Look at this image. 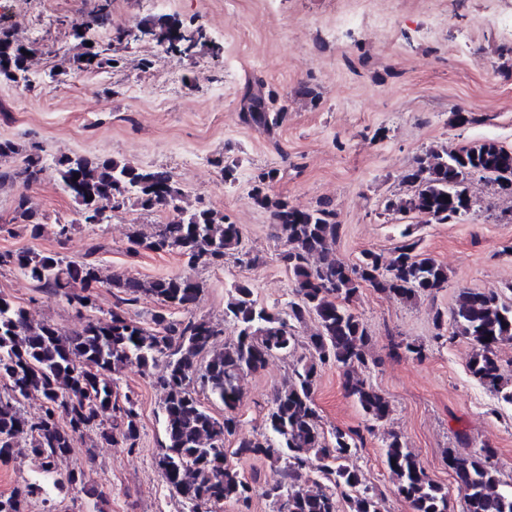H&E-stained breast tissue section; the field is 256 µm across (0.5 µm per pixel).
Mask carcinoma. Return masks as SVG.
I'll list each match as a JSON object with an SVG mask.
<instances>
[{
    "label": "carcinoma",
    "mask_w": 512,
    "mask_h": 512,
    "mask_svg": "<svg viewBox=\"0 0 512 512\" xmlns=\"http://www.w3.org/2000/svg\"><path fill=\"white\" fill-rule=\"evenodd\" d=\"M147 32L156 45L173 53L183 44L195 47L206 38L201 29L186 32L174 21L160 18ZM35 49L16 34L0 29V81L27 88L29 56ZM119 64L114 57L86 51L73 60L75 69L94 64ZM283 119L281 112H249L246 120L270 129ZM45 168L40 157H29L18 172L0 171V187L19 179L23 186L40 179ZM56 174L63 189L79 205L83 223L110 209L131 205L142 211L166 209L168 220L150 237L130 240L133 251L175 250L190 266H219L224 257L241 251L238 225L211 208L189 209L184 192L163 168L143 167L112 158L67 156L58 160ZM480 175L495 192L512 197V149L484 141L454 149H430L417 156L402 182L403 197L386 201L394 214H416L428 222L446 224L467 216L475 206L469 191L472 176ZM276 171L254 177L253 203L271 211L285 249L280 260L292 276L294 299L285 311H273L253 298L245 281L233 285L224 308V321L237 337L212 349L221 331L208 320L190 316L202 284L182 274L144 280L123 272L108 279L88 261H66L55 253L23 249L0 253V267L12 266L75 308L92 304L94 288L107 282L115 298L110 317L90 319L79 330L66 333L47 321H35L9 299L0 296V382L9 387L0 395V459L14 455L19 438L30 437L31 451L47 462L73 447L76 438L97 429L99 439H116L135 449L140 417L135 403L117 402L113 374L135 364L145 372L163 366L154 379L164 391L161 405L166 441L155 458L157 469L172 492L189 505L188 512H211L210 507L233 501L248 505L259 491L277 512H340V500L349 512H382L381 494L369 487L360 471L344 464L363 445L358 430H337L325 436L318 423L313 394L317 367L328 363L342 371L344 393L373 424L386 422L392 406L388 398L361 377L368 363L371 336L352 304L361 288L394 296L403 303L447 287L448 271L419 252L418 241H404L385 255L367 251L357 262L336 258L339 236L336 212L325 204L300 209L273 198L265 187ZM12 223L41 235L44 224L19 192ZM143 296L157 298L165 307L151 314L149 330L127 315V306ZM187 313L173 319L169 311ZM315 321L308 347L310 360L293 368L291 378L278 389L266 414L268 432L238 439L225 451L224 440L237 433L241 405L240 379L262 369L270 357L290 355L298 343L295 328ZM452 324V336L469 342V370L487 390L512 404V385L504 381L498 349L512 342V302L496 291L462 290L450 315L434 314L438 329ZM208 389L224 405V418L214 417L198 398L195 384ZM42 399L35 418L23 412L31 394ZM496 451L484 447L467 456L451 455L463 512H512V483L502 481L492 463ZM264 456L274 460L272 479L257 485L239 471L242 461ZM384 465L396 494L411 512H448V489L426 475L417 456L396 433L384 442Z\"/></svg>",
    "instance_id": "1"
}]
</instances>
